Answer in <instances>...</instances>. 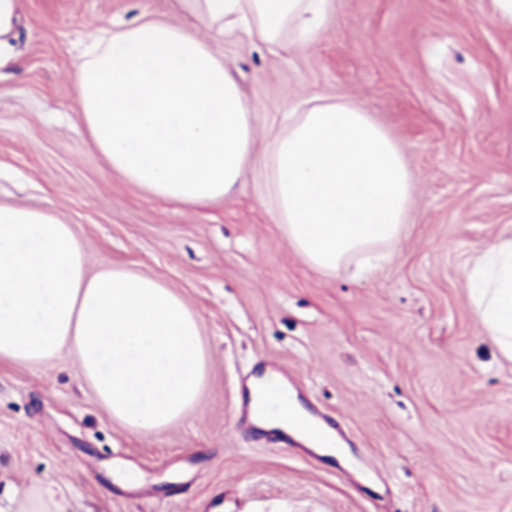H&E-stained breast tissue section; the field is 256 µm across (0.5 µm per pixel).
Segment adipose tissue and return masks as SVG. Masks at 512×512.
Here are the masks:
<instances>
[{
    "mask_svg": "<svg viewBox=\"0 0 512 512\" xmlns=\"http://www.w3.org/2000/svg\"><path fill=\"white\" fill-rule=\"evenodd\" d=\"M175 19L96 28L74 72L81 120L112 172L168 203L232 198L261 169L267 204L294 252L338 272L396 244L410 220L412 168L362 104L306 99L257 154L253 100L224 62L225 37L271 52L317 38L335 0H173ZM468 299L484 335L512 362V238L483 249ZM70 352L96 400L134 434L192 409L207 378L199 316L144 272L89 274L71 225L0 205V361L34 367Z\"/></svg>",
    "mask_w": 512,
    "mask_h": 512,
    "instance_id": "obj_1",
    "label": "adipose tissue"
}]
</instances>
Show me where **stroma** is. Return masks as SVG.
I'll list each match as a JSON object with an SVG mask.
<instances>
[{
	"label": "stroma",
	"instance_id": "35a3bbf8",
	"mask_svg": "<svg viewBox=\"0 0 512 512\" xmlns=\"http://www.w3.org/2000/svg\"><path fill=\"white\" fill-rule=\"evenodd\" d=\"M312 44L224 60L255 99L265 150L311 94L363 104L416 178L411 220L371 271L306 265L247 170L231 199L175 205L128 186L92 145L73 75L81 39L169 0H23L0 73V204L52 212L89 261L147 272L198 314L208 378L156 435L112 420L65 353L0 364V512L53 483L65 512H512V363L482 335L466 272L512 238V23L492 0H336ZM287 369L353 444L303 455L242 422L241 378ZM135 469L123 488L114 466Z\"/></svg>",
	"mask_w": 512,
	"mask_h": 512
}]
</instances>
